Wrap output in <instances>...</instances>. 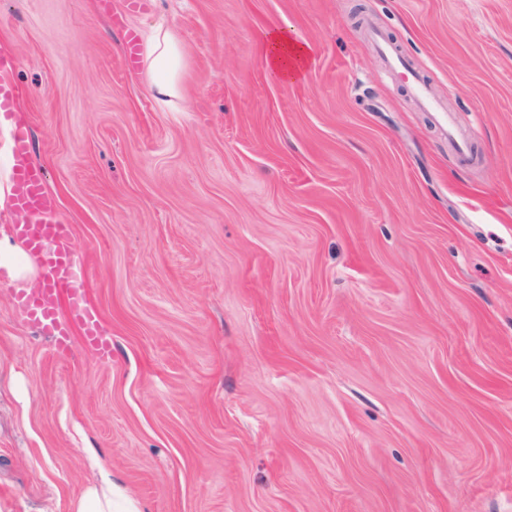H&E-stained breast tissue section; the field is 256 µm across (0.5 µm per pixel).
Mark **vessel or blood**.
<instances>
[{
  "mask_svg": "<svg viewBox=\"0 0 512 512\" xmlns=\"http://www.w3.org/2000/svg\"><path fill=\"white\" fill-rule=\"evenodd\" d=\"M378 47L391 70L408 74L419 105L432 114L448 138L454 139L457 151L467 153L468 141L456 136L454 113L433 97L423 81L411 75V65L404 55L383 39ZM139 61V36L135 30L126 29L122 64L132 71L138 68ZM14 66L13 57L0 54V115L10 124L11 138L9 208L16 238L27 252L40 259L37 287L19 293L17 302L28 310L39 332L54 337L57 353H66L78 340L103 354L108 343L100 332L99 315L85 297V282L74 260L70 227L59 222L57 200L46 189L43 169L31 157V115L18 107L13 84L1 79L2 73Z\"/></svg>",
  "mask_w": 512,
  "mask_h": 512,
  "instance_id": "obj_1",
  "label": "vessel or blood"
}]
</instances>
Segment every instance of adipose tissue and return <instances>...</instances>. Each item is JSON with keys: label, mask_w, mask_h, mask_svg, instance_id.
<instances>
[{"label": "adipose tissue", "mask_w": 512, "mask_h": 512, "mask_svg": "<svg viewBox=\"0 0 512 512\" xmlns=\"http://www.w3.org/2000/svg\"><path fill=\"white\" fill-rule=\"evenodd\" d=\"M184 51L169 33L159 29L150 37L145 53L150 75V89L154 94L175 97L179 94V77ZM308 56L307 45L294 41L286 31H273L265 40V61L280 77L299 74Z\"/></svg>", "instance_id": "1"}]
</instances>
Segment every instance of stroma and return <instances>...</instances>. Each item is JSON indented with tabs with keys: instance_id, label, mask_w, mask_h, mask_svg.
Here are the masks:
<instances>
[{
	"instance_id": "35a3bbf8",
	"label": "stroma",
	"mask_w": 512,
	"mask_h": 512,
	"mask_svg": "<svg viewBox=\"0 0 512 512\" xmlns=\"http://www.w3.org/2000/svg\"><path fill=\"white\" fill-rule=\"evenodd\" d=\"M129 3L0 0L112 342L57 354L0 271V512L104 471L139 512H512V0ZM116 13L181 43L180 97L123 68ZM308 52L307 45L294 41L284 30L273 31L265 39L266 64L285 79L300 73ZM379 51L385 58L388 67L397 72L410 74L407 80L414 96L421 108L431 112L435 123L446 133L448 139L455 141L456 150L461 154L469 151V143L466 139L456 137V117L448 112L431 94L429 87L418 77L412 74L411 65L404 55L394 49L384 38L379 37Z\"/></svg>"
}]
</instances>
